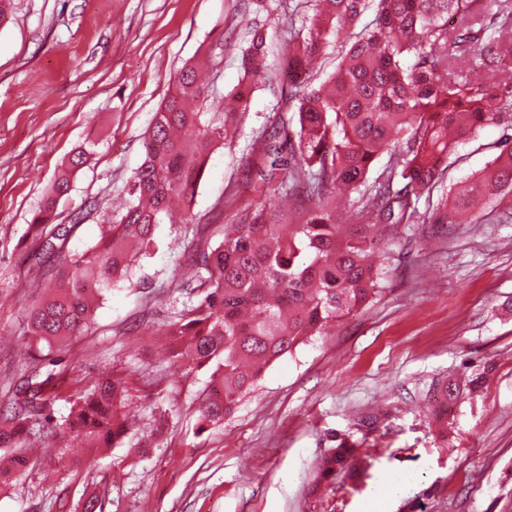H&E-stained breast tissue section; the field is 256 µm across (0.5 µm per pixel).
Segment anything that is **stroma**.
<instances>
[{
	"label": "stroma",
	"mask_w": 512,
	"mask_h": 512,
	"mask_svg": "<svg viewBox=\"0 0 512 512\" xmlns=\"http://www.w3.org/2000/svg\"><path fill=\"white\" fill-rule=\"evenodd\" d=\"M290 4L270 17L256 0H12L0 24V393L35 351L25 308L48 282L26 257L58 171L90 148L56 210L66 224L98 201L68 242L80 252L117 216L183 62L218 57L206 118L223 121L224 96L243 81L247 20L265 21L278 59ZM279 99L254 93L245 129L208 159L191 205L198 223L160 224L134 286L112 290L61 348L67 378L126 377L135 425L105 454L40 449L0 492V512H60L48 474L74 465L70 512L93 494L103 512H366L387 474L411 479L387 512H512V223L396 225L391 252L371 257L386 273L374 301L273 362L230 417L200 428L210 372L169 365L167 323L180 306L169 283L214 225L257 203L240 189L251 132ZM505 132L490 126L460 145L448 183L480 175ZM342 441L358 450L357 476L318 479Z\"/></svg>",
	"instance_id": "1"
}]
</instances>
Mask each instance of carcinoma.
Instances as JSON below:
<instances>
[{
	"instance_id": "carcinoma-1",
	"label": "carcinoma",
	"mask_w": 512,
	"mask_h": 512,
	"mask_svg": "<svg viewBox=\"0 0 512 512\" xmlns=\"http://www.w3.org/2000/svg\"><path fill=\"white\" fill-rule=\"evenodd\" d=\"M374 13L371 23L358 27ZM288 92L262 129L253 133L248 167L258 178L243 189L265 201L242 212L234 233L215 227L198 244L190 271L172 280L186 298L169 322L177 345L170 366L212 369L213 392L200 419H224L275 360L318 335L329 321L363 309L381 291L383 272L368 256L388 245L396 224H443L469 219L482 197L512 217V138L480 176L452 200H433L448 174V157L487 126L512 128V86L489 81L486 68L512 59V0H300L288 16ZM251 40L241 54L245 82L230 93L228 113L244 125L252 94L274 78L264 26L247 24ZM351 29L336 47V65L316 81L314 63L329 37ZM211 60L190 59L154 112L145 160L127 181L128 204L99 240L44 272L52 289L26 313L36 355L0 411V489L30 465L20 452L33 443L76 439L111 448L127 433L122 404L126 379L89 383L45 373L56 346L86 328L93 304L129 280V271L155 250V229L171 205L184 204L185 223L212 148L228 125L203 119ZM384 166L377 167L381 155ZM80 150L61 171L33 219L37 246L31 268L62 254L72 227L52 221L56 203L86 162ZM354 197L344 222L336 196ZM427 199L425 210L418 208ZM70 412L59 424L55 406ZM356 449L338 445L319 467L324 480L355 472Z\"/></svg>"
}]
</instances>
